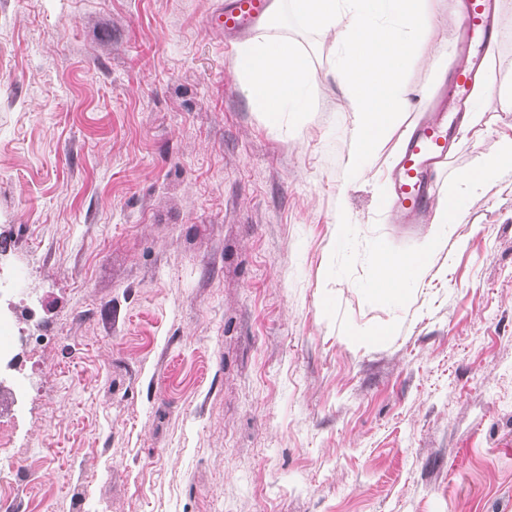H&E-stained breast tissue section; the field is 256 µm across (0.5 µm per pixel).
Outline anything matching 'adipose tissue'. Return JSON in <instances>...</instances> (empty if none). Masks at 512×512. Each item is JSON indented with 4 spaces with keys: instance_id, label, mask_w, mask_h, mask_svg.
Segmentation results:
<instances>
[{
    "instance_id": "adipose-tissue-1",
    "label": "adipose tissue",
    "mask_w": 512,
    "mask_h": 512,
    "mask_svg": "<svg viewBox=\"0 0 512 512\" xmlns=\"http://www.w3.org/2000/svg\"><path fill=\"white\" fill-rule=\"evenodd\" d=\"M294 13L309 29L332 40L338 55L329 75L344 91L345 109L355 117L348 146V176H356L377 150L400 113L410 111L414 89L406 78L437 22L435 0H292ZM235 73L252 111L272 127L291 112L311 106L305 56L287 40L249 39L236 46ZM512 168V136L501 137L496 150L482 158L466 181L483 190L503 169ZM446 201L434 210L433 233L412 254L380 247L374 254L371 293L377 298L403 297L419 283L432 259L448 245L458 220Z\"/></svg>"
}]
</instances>
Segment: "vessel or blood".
I'll return each instance as SVG.
<instances>
[{"label": "vessel or blood", "mask_w": 512, "mask_h": 512, "mask_svg": "<svg viewBox=\"0 0 512 512\" xmlns=\"http://www.w3.org/2000/svg\"><path fill=\"white\" fill-rule=\"evenodd\" d=\"M467 11L460 20V48H474L472 65L460 66L451 75V94L457 101L466 100L471 92L476 70L485 65L483 48L496 37L492 0H467ZM272 0H230L223 13L225 32L248 33L264 21ZM451 128L438 115H424L415 120L413 131L401 148L398 164L390 173L391 209L402 223H422L430 206L441 199L436 175L449 158Z\"/></svg>", "instance_id": "obj_1"}]
</instances>
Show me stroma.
<instances>
[{
	"instance_id": "obj_1",
	"label": "stroma",
	"mask_w": 512,
	"mask_h": 512,
	"mask_svg": "<svg viewBox=\"0 0 512 512\" xmlns=\"http://www.w3.org/2000/svg\"><path fill=\"white\" fill-rule=\"evenodd\" d=\"M223 8L0 0V350L24 395L0 426L32 468L20 512H512V169L459 180L512 112L490 99L457 139L438 181L469 211L419 286L377 301L375 247L434 230L379 206L414 113L347 181L331 42L288 8L256 30L309 62L311 112L274 128L242 93L237 36L210 25ZM454 25L441 11L414 88L448 85Z\"/></svg>"
}]
</instances>
